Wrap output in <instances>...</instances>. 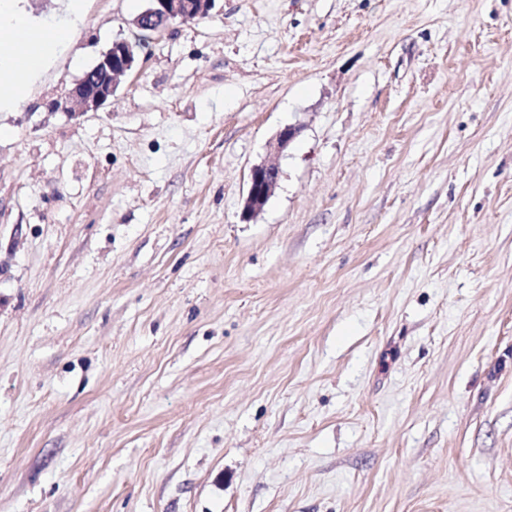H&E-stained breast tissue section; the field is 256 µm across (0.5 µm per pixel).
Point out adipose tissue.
<instances>
[{
	"mask_svg": "<svg viewBox=\"0 0 512 512\" xmlns=\"http://www.w3.org/2000/svg\"><path fill=\"white\" fill-rule=\"evenodd\" d=\"M69 32L31 16L22 0H0V112L16 109Z\"/></svg>",
	"mask_w": 512,
	"mask_h": 512,
	"instance_id": "ef3b65f1",
	"label": "adipose tissue"
}]
</instances>
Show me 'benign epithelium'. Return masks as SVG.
<instances>
[{
  "label": "benign epithelium",
  "instance_id": "7a95c632",
  "mask_svg": "<svg viewBox=\"0 0 512 512\" xmlns=\"http://www.w3.org/2000/svg\"><path fill=\"white\" fill-rule=\"evenodd\" d=\"M215 0H147L144 17L153 16L168 26L173 22L203 19L214 8ZM135 44L126 39L115 40L100 52L94 65L78 78L64 97L52 103L56 111L70 116H83L102 108L116 92L121 78L134 67ZM302 127L287 125L276 136L277 149L284 151L300 135ZM279 179L277 165L264 162L253 166L248 176L244 213L260 210L274 193Z\"/></svg>",
  "mask_w": 512,
  "mask_h": 512
}]
</instances>
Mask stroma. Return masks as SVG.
<instances>
[{
    "label": "stroma",
    "instance_id": "obj_1",
    "mask_svg": "<svg viewBox=\"0 0 512 512\" xmlns=\"http://www.w3.org/2000/svg\"><path fill=\"white\" fill-rule=\"evenodd\" d=\"M144 6L0 112V512H512V0H216L49 110ZM135 44L126 39L115 40L100 52L94 65L78 78L64 97L52 103L55 111L70 116L97 112L116 92L121 78L134 67ZM278 179L279 168L275 164L264 162L251 168L244 203L245 215L260 210L266 204L278 185Z\"/></svg>",
    "mask_w": 512,
    "mask_h": 512
}]
</instances>
